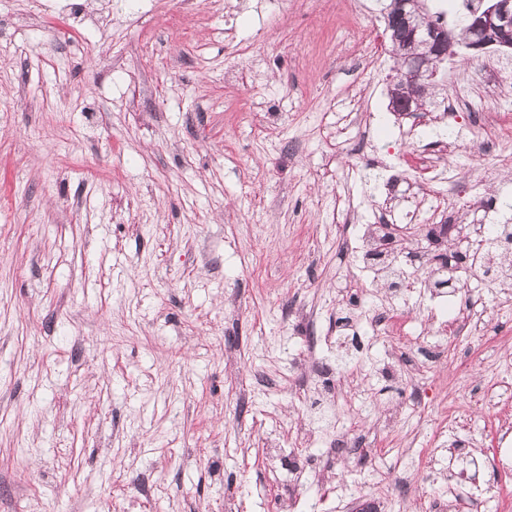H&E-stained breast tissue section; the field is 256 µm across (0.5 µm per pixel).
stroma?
I'll list each match as a JSON object with an SVG mask.
<instances>
[{
  "label": "stroma",
  "mask_w": 512,
  "mask_h": 512,
  "mask_svg": "<svg viewBox=\"0 0 512 512\" xmlns=\"http://www.w3.org/2000/svg\"><path fill=\"white\" fill-rule=\"evenodd\" d=\"M384 5L0 0V512H428L512 483L484 466L512 455V279L459 267L499 304L427 365L435 303L346 253L459 185L512 225V50L459 47L394 113Z\"/></svg>",
  "instance_id": "obj_1"
}]
</instances>
